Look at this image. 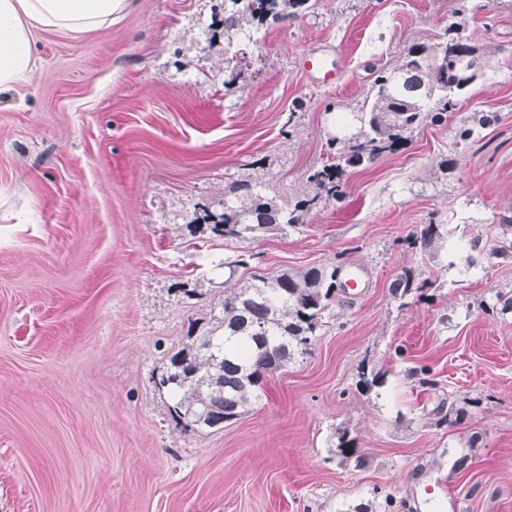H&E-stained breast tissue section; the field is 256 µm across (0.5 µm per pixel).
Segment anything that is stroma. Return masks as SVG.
<instances>
[{
    "label": "stroma",
    "instance_id": "obj_1",
    "mask_svg": "<svg viewBox=\"0 0 512 512\" xmlns=\"http://www.w3.org/2000/svg\"><path fill=\"white\" fill-rule=\"evenodd\" d=\"M223 17L224 0H129L101 28L38 32L34 72L0 90V512H415L438 482L466 512H512V0H316L260 27L233 82ZM452 20L494 50L459 111L349 171L303 226L194 223L241 181L294 206L337 113ZM481 110L496 123L460 141ZM430 223L435 253L414 243ZM356 265L362 287L337 288L247 414L172 418L155 381L225 291Z\"/></svg>",
    "mask_w": 512,
    "mask_h": 512
}]
</instances>
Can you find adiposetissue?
I'll list each match as a JSON object with an SVG mask.
<instances>
[{"label":"adipose tissue","mask_w":512,"mask_h":512,"mask_svg":"<svg viewBox=\"0 0 512 512\" xmlns=\"http://www.w3.org/2000/svg\"><path fill=\"white\" fill-rule=\"evenodd\" d=\"M126 7L127 0H0V87L30 76L37 30L87 32Z\"/></svg>","instance_id":"obj_1"}]
</instances>
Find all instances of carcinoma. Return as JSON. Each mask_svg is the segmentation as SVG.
I'll list each match as a JSON object with an SVG mask.
<instances>
[{"label": "carcinoma", "mask_w": 512, "mask_h": 512, "mask_svg": "<svg viewBox=\"0 0 512 512\" xmlns=\"http://www.w3.org/2000/svg\"><path fill=\"white\" fill-rule=\"evenodd\" d=\"M231 2L238 9L224 15L223 26L224 68L232 73L246 59L242 40L251 39L254 24L275 20L290 8L311 7V0ZM459 30L460 23H449L442 39L409 46L400 66L379 72L373 95L350 113L356 131L328 139L325 161L307 176L310 192L293 208L277 205L257 184L239 183L224 192L221 210L204 207L195 222L226 239L255 237L296 227L311 210L343 198L350 170L401 151L431 112L457 111L460 94L484 75L492 51L480 53L471 46L470 55L456 57L458 43H467ZM496 120L492 111L475 112L464 120L459 138L465 141L474 127ZM440 236V225L426 224L416 241L427 249ZM337 277L335 267L255 274L224 295L221 314L170 357L169 368L156 381L173 398V418L186 427L212 429L246 414L262 396L264 378L312 344L335 301Z\"/></svg>", "instance_id": "obj_1"}]
</instances>
